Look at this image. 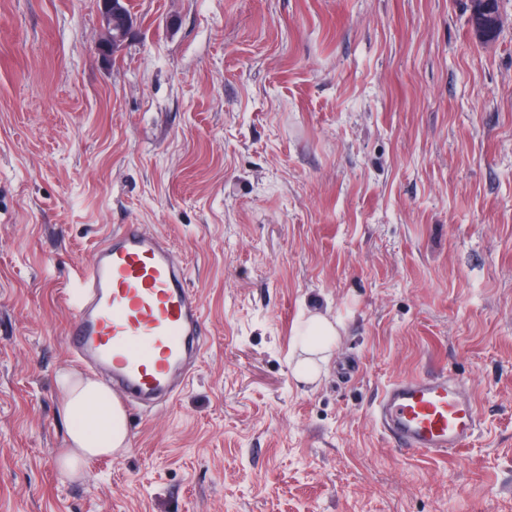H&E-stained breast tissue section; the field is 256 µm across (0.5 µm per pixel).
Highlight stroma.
Masks as SVG:
<instances>
[{
    "instance_id": "obj_1",
    "label": "stroma",
    "mask_w": 512,
    "mask_h": 512,
    "mask_svg": "<svg viewBox=\"0 0 512 512\" xmlns=\"http://www.w3.org/2000/svg\"><path fill=\"white\" fill-rule=\"evenodd\" d=\"M0 0V512H512V0ZM144 224L208 341L131 446L59 470L67 296ZM339 322L317 380L307 314ZM467 380L481 430L439 458L371 418L390 381ZM126 0H97L100 38L95 44L101 57H110L132 36L135 18L124 10ZM472 2V11L470 15L469 24L473 35L482 40H488L493 38L497 31L496 27L491 20L499 16L498 13V0H476Z\"/></svg>"
}]
</instances>
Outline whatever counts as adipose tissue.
<instances>
[{
	"label": "adipose tissue",
	"mask_w": 512,
	"mask_h": 512,
	"mask_svg": "<svg viewBox=\"0 0 512 512\" xmlns=\"http://www.w3.org/2000/svg\"><path fill=\"white\" fill-rule=\"evenodd\" d=\"M302 352L294 371L310 379L318 375L322 363L329 360L339 330L329 318L311 315L297 331ZM62 392L61 413L70 428L66 448L60 459L64 476L79 478L87 465L104 455H120L130 448L125 412L110 388L89 378L69 373L59 374Z\"/></svg>",
	"instance_id": "obj_1"
}]
</instances>
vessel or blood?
<instances>
[{
	"label": "vessel or blood",
	"instance_id": "b4317fda",
	"mask_svg": "<svg viewBox=\"0 0 512 512\" xmlns=\"http://www.w3.org/2000/svg\"><path fill=\"white\" fill-rule=\"evenodd\" d=\"M183 265L141 224L101 239L80 269L65 343L128 406L171 401L190 382L205 324ZM372 414L399 451L441 457L465 448L480 428L467 382L444 372L399 377Z\"/></svg>",
	"mask_w": 512,
	"mask_h": 512
}]
</instances>
